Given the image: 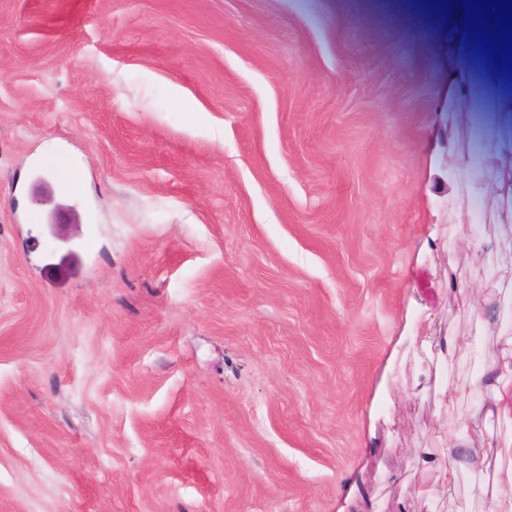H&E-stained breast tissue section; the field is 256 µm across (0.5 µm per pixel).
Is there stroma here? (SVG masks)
Instances as JSON below:
<instances>
[{"label":"stroma","mask_w":512,"mask_h":512,"mask_svg":"<svg viewBox=\"0 0 512 512\" xmlns=\"http://www.w3.org/2000/svg\"><path fill=\"white\" fill-rule=\"evenodd\" d=\"M464 33L0 0V512H422L470 414L435 382L512 328V121L461 103Z\"/></svg>","instance_id":"1"}]
</instances>
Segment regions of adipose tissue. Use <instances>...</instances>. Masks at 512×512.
Masks as SVG:
<instances>
[{
	"instance_id": "obj_1",
	"label": "adipose tissue",
	"mask_w": 512,
	"mask_h": 512,
	"mask_svg": "<svg viewBox=\"0 0 512 512\" xmlns=\"http://www.w3.org/2000/svg\"><path fill=\"white\" fill-rule=\"evenodd\" d=\"M494 345L498 357L480 373L447 376L439 389V404L452 410L464 401L476 400V416L504 424L507 432L497 440L494 457L489 460L472 452L484 442L481 431L461 425L444 464L430 468L429 479L420 486L422 498H432L442 488H454L463 468L480 469L490 462L498 474L496 482L474 484L471 495L483 502L485 512H512V331L499 330Z\"/></svg>"
}]
</instances>
